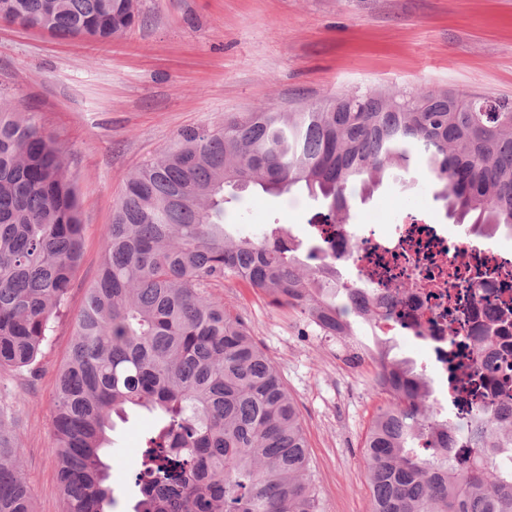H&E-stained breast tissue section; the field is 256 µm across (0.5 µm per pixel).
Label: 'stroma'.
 Wrapping results in <instances>:
<instances>
[{
  "instance_id": "obj_1",
  "label": "stroma",
  "mask_w": 512,
  "mask_h": 512,
  "mask_svg": "<svg viewBox=\"0 0 512 512\" xmlns=\"http://www.w3.org/2000/svg\"><path fill=\"white\" fill-rule=\"evenodd\" d=\"M141 20L105 41L62 39L0 22V96L37 113L66 150L79 201L83 256L33 371L0 368V406L14 420L35 512H62L51 452L58 370L85 292L96 278L121 191L145 159L177 134L216 127L263 107L288 111L355 90L436 88L512 102V0H139ZM351 224L381 229L447 219L426 182L393 181L369 199L352 195ZM329 203L295 189L260 188L226 204L224 221L247 234L269 224L311 244ZM211 295L238 317L294 400L308 443L319 512H372L364 441L384 395L354 360L350 340L318 335L304 314L275 307L236 281ZM156 425L133 412L111 432L105 458L117 504L133 512L132 479Z\"/></svg>"
}]
</instances>
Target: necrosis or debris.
Masks as SVG:
<instances>
[{
	"instance_id": "necrosis-or-debris-1",
	"label": "necrosis or debris",
	"mask_w": 512,
	"mask_h": 512,
	"mask_svg": "<svg viewBox=\"0 0 512 512\" xmlns=\"http://www.w3.org/2000/svg\"><path fill=\"white\" fill-rule=\"evenodd\" d=\"M327 238L335 260L353 263L375 303L392 309L379 324L382 335L406 332L425 342L434 361V404H447L449 386L469 380V364L449 370V350L473 355L477 337L496 323L497 343L482 352L483 392L512 415V400L503 396L512 389V267L478 238L449 239L437 224L413 221L389 233L339 224Z\"/></svg>"
}]
</instances>
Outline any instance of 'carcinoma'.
I'll return each instance as SVG.
<instances>
[{"label":"carcinoma","instance_id":"carcinoma-1","mask_svg":"<svg viewBox=\"0 0 512 512\" xmlns=\"http://www.w3.org/2000/svg\"><path fill=\"white\" fill-rule=\"evenodd\" d=\"M137 0H0V19L60 37L107 40L131 29ZM440 89L354 91L292 112H250L181 131L127 180L106 230L53 415L63 512L116 504L103 461L114 418L156 412L162 427L135 475L134 512H318L295 402L239 318L208 294L237 280L306 315L321 336L352 338L390 313L345 282L321 243L279 229L232 235L224 204L251 186L302 189L348 208L387 178L423 176L469 231L512 237V103ZM354 103L359 112L347 111ZM82 257L65 151L34 112L0 104V368L33 369ZM386 396L365 440L372 512H512V420L470 394L456 424L428 401L426 375L386 338L357 341ZM14 421L0 406V512H33ZM472 444L466 472L451 459Z\"/></svg>","mask_w":512,"mask_h":512}]
</instances>
